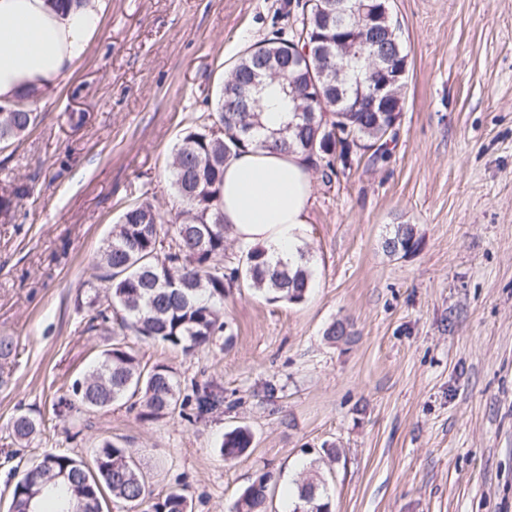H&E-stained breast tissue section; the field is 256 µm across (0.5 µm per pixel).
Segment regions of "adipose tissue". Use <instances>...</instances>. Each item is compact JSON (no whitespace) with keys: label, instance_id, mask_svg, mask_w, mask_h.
Returning a JSON list of instances; mask_svg holds the SVG:
<instances>
[{"label":"adipose tissue","instance_id":"ef3b65f1","mask_svg":"<svg viewBox=\"0 0 512 512\" xmlns=\"http://www.w3.org/2000/svg\"><path fill=\"white\" fill-rule=\"evenodd\" d=\"M100 0H0V105L51 96L102 26ZM224 221L268 260H297L309 222L312 172L304 154L248 147L224 163Z\"/></svg>","mask_w":512,"mask_h":512}]
</instances>
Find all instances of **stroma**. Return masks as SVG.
<instances>
[{"instance_id":"1","label":"stroma","mask_w":512,"mask_h":512,"mask_svg":"<svg viewBox=\"0 0 512 512\" xmlns=\"http://www.w3.org/2000/svg\"><path fill=\"white\" fill-rule=\"evenodd\" d=\"M304 3L104 0L42 121L0 149V182L33 188L0 223V337L15 344L0 359V512L45 454L88 462L106 439L132 449L154 497L181 491L190 512H230L264 473L268 512H293L313 466L332 512H512V0H392L409 53L398 136L387 162L315 176L302 303L232 289L225 334L190 354L127 333L182 393L218 394L212 413L144 422L122 401L53 413L112 342L88 300L114 224L146 199L177 212L173 147ZM398 224L418 245L392 255ZM337 321L351 342L325 339ZM18 414L39 432L18 440ZM239 426L252 445L226 458ZM253 436L247 427H237L224 435L220 450L227 457H237L251 447Z\"/></svg>"}]
</instances>
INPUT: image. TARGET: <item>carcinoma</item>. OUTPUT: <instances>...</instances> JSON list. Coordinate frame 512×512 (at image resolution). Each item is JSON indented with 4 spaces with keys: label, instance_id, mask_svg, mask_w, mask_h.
<instances>
[{
    "label": "carcinoma",
    "instance_id": "carcinoma-1",
    "mask_svg": "<svg viewBox=\"0 0 512 512\" xmlns=\"http://www.w3.org/2000/svg\"><path fill=\"white\" fill-rule=\"evenodd\" d=\"M333 9L311 5L295 20L288 39L275 37L245 52L224 79L217 99L214 124H204L185 134L174 146L169 165L171 185L181 206L179 222L172 223L152 202L129 206L100 248L99 265L105 269V301L95 318L108 322L120 314L118 331L130 330L185 353L211 344L224 333V297L239 282L271 301L299 304L310 284L305 254L296 266L270 265L259 246L246 253L241 266L223 264L225 243L231 231L224 223L220 197L224 187V161L241 148L254 144L273 150L301 152L312 161H322L323 174L330 179L337 167L344 169L364 155L374 164L389 155L388 125L392 111H401L400 89L406 77L393 88L390 111L364 112L354 109L361 94L372 85L366 70L369 51L390 48L386 28L396 30L392 17L375 24L348 15L338 28L330 13L339 0H329ZM311 46L307 58L296 47ZM330 49L334 61L350 68L351 82L343 99L336 83L321 74L323 50ZM261 75V90L278 85L291 103L289 111L300 117L279 136L259 137L257 109L248 126L239 112L240 99L252 91L250 82ZM38 118L33 103L0 106V143L20 138ZM30 196V187L14 181L0 191V215ZM417 246L414 227L398 224L385 241L391 254L407 253ZM72 394L87 410L110 407L137 398L140 418L153 421L175 412L200 419L216 406L215 396L197 387L180 396L175 373L164 364L141 365L124 342L113 340L98 356L87 375L71 385ZM19 439L37 431L35 422L19 415L12 423ZM253 436L246 427L224 435L220 450L237 457L251 447ZM94 468L67 454L48 453L11 492L10 512H103L104 495L130 506L147 505L146 512H188L186 496L173 490L161 498L150 496L145 478L133 462V451L108 440L93 457ZM269 476L264 474L247 486L235 504V512H266ZM299 505L294 512H331L324 483L297 484Z\"/></svg>",
    "mask_w": 512,
    "mask_h": 512
}]
</instances>
